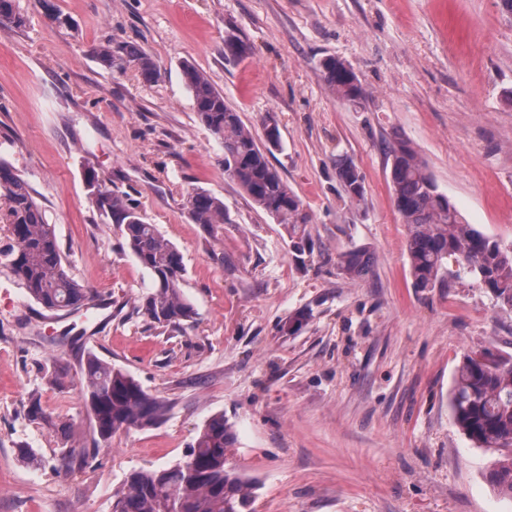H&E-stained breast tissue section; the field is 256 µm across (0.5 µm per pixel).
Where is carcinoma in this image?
I'll return each instance as SVG.
<instances>
[{
	"instance_id": "obj_1",
	"label": "carcinoma",
	"mask_w": 512,
	"mask_h": 512,
	"mask_svg": "<svg viewBox=\"0 0 512 512\" xmlns=\"http://www.w3.org/2000/svg\"><path fill=\"white\" fill-rule=\"evenodd\" d=\"M24 23L13 0H0L1 26ZM224 53L243 59L253 54V47L229 37L224 40ZM97 55L109 68L122 70L132 63L146 80L158 75L153 58L138 48L116 51L101 46ZM322 69L337 97L359 102L363 89L349 65L327 57ZM183 75L199 120L224 144V173L257 208L288 229L294 245L303 244L308 216L269 163L273 148L256 141L239 112L202 72L187 62ZM387 161L394 205L409 230L407 252L415 286L443 287L445 264L453 256L464 273L487 285L500 309L512 312V246L507 248L464 223L405 140L397 138L388 145ZM336 174L350 200L364 199V178L353 162H337ZM92 204L121 226L128 248L152 277L153 291L141 304L143 315L165 326L193 322L194 308L179 287L184 265L178 249L112 189L104 188ZM188 214L196 224H222L224 202L204 191L195 192L188 199ZM0 224L8 230L0 241V265L11 270L42 309L54 316L69 314L92 300V290L66 270L54 225L46 220L28 183L2 161ZM341 264L349 275L361 276L369 269V257L363 251L349 250ZM81 375L82 396L103 441L119 430L152 426L166 415L163 399L93 354L87 356ZM449 406L458 429L474 447L491 454L488 477L493 490L512 497V354L485 347L464 353L455 369ZM234 443L233 427L224 415L210 418L186 460L166 468L131 471L114 495L113 512H251L255 485L230 465L227 451Z\"/></svg>"
}]
</instances>
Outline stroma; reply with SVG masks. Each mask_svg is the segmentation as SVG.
Here are the masks:
<instances>
[{
    "mask_svg": "<svg viewBox=\"0 0 512 512\" xmlns=\"http://www.w3.org/2000/svg\"><path fill=\"white\" fill-rule=\"evenodd\" d=\"M14 0L0 27V159L54 224L93 307L54 317L0 267V512H113L132 470L185 460L224 415L228 456L256 484L253 512H512L488 458L448 408L463 353L512 352V313L449 264L419 289L391 196L386 145L406 140L466 223L512 244V14L499 0ZM237 37L254 52L225 55ZM139 47L159 74L106 67L102 45ZM349 64L364 97L328 88L321 62ZM223 93L309 215L312 253L224 172V146L198 119L182 65ZM364 177L348 200L336 160ZM137 205L182 254L184 328L150 323L149 273L91 202L85 173ZM228 223L188 216L191 193ZM352 248L371 258L346 274ZM168 404L157 425L96 444L81 393L87 354ZM68 364L59 383L44 377ZM39 396L44 419L29 412ZM33 448L42 466L22 461ZM70 467H63V453ZM188 214L196 224H224V203L204 191L195 192L188 199ZM343 270L351 276H361L369 269V257L360 250H349L341 257Z\"/></svg>",
    "mask_w": 512,
    "mask_h": 512,
    "instance_id": "stroma-1",
    "label": "stroma"
}]
</instances>
